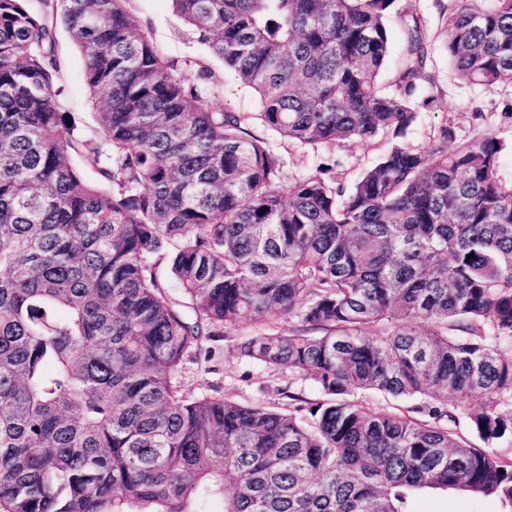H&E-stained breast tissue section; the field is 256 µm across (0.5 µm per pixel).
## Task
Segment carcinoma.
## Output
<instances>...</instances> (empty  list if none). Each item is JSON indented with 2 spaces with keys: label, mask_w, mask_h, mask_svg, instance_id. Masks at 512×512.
Here are the masks:
<instances>
[{
  "label": "carcinoma",
  "mask_w": 512,
  "mask_h": 512,
  "mask_svg": "<svg viewBox=\"0 0 512 512\" xmlns=\"http://www.w3.org/2000/svg\"><path fill=\"white\" fill-rule=\"evenodd\" d=\"M257 94L165 58L128 0H0V512H408L466 492L512 512V186L499 143L393 145L350 187L329 159L293 180L248 132L329 148L402 134L425 78L396 0H171ZM456 76L512 83V0H455ZM84 57L99 130L76 137L56 26ZM94 156L105 187L72 156ZM170 263L181 299L159 281ZM245 314L239 355L310 378L281 407L190 399L173 379ZM301 322L322 334L285 333ZM418 401L424 418L350 399ZM476 397L455 437L454 400ZM389 26L392 33L393 49L380 83L383 87H387V90L392 91L396 88L395 81L398 78L400 60L405 49V33L401 21L396 17L390 19ZM479 401L477 399H470L459 403V410L457 411L456 424L451 423V428L455 431L456 435L472 446L486 448L487 445L481 441L471 430L468 420V413L471 408L477 407Z\"/></svg>",
  "instance_id": "obj_1"
}]
</instances>
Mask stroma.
I'll return each mask as SVG.
<instances>
[{
    "mask_svg": "<svg viewBox=\"0 0 512 512\" xmlns=\"http://www.w3.org/2000/svg\"><path fill=\"white\" fill-rule=\"evenodd\" d=\"M400 18L391 19L392 53L380 83L394 89L400 60L405 49L403 19H418L428 45L426 70L429 81L421 82L412 101L416 120L402 137V144L424 149L449 129L452 145L467 144L484 137L495 138L502 150L498 159L500 179L512 185V84L492 87L458 80L448 62L446 29L452 0H397ZM129 11L138 25L148 29L157 46L170 59L197 60L208 65L224 82V94L213 99L215 109L226 112H253L257 109L254 92L244 88L218 58L197 43L173 11L170 0H130ZM58 55L63 74L60 84L71 105L77 133L96 125L97 107L84 77V62L65 26L56 29ZM251 132L266 141L283 162V174L292 178L316 167L328 157H335L336 178L351 185L381 154L394 138L384 134L368 143L348 142L329 149L321 145H301L282 139L260 121H253ZM265 323L252 316L242 318L229 335L211 342L210 353L190 355L174 377V382L188 397L221 396L244 403H280L278 389L291 387L309 401L320 400L321 393L311 381L288 372L273 373L262 365L238 357L235 346L240 337L263 331ZM409 512H502L498 501L460 493L423 491L413 494Z\"/></svg>",
    "mask_w": 512,
    "mask_h": 512,
    "instance_id": "35a3bbf8",
    "label": "stroma"
}]
</instances>
